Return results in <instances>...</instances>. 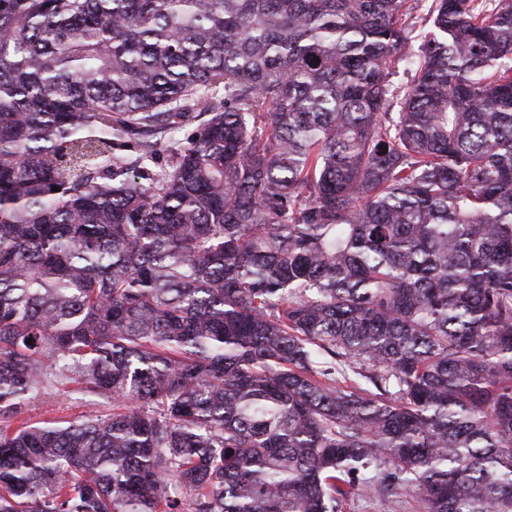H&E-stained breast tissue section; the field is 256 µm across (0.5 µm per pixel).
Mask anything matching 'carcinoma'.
<instances>
[{"label": "carcinoma", "mask_w": 512, "mask_h": 512, "mask_svg": "<svg viewBox=\"0 0 512 512\" xmlns=\"http://www.w3.org/2000/svg\"><path fill=\"white\" fill-rule=\"evenodd\" d=\"M413 2L0 0V512H512V0ZM77 395L64 393L63 389H49L30 403L28 416L33 422L62 418L73 420L83 416L110 413L111 406H103L92 398L78 399Z\"/></svg>", "instance_id": "cac0c4a2"}]
</instances>
